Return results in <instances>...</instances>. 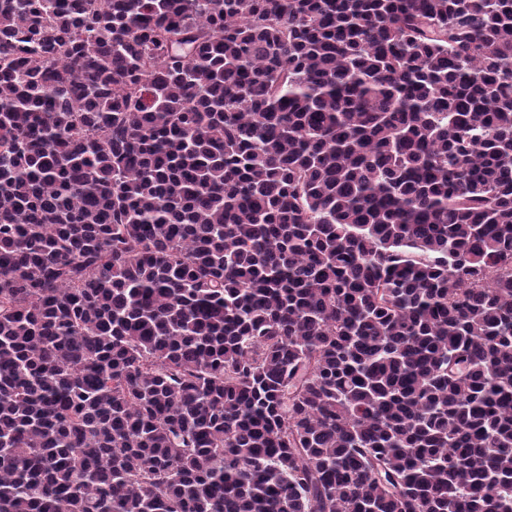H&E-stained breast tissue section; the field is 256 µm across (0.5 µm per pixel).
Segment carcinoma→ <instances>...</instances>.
Returning a JSON list of instances; mask_svg holds the SVG:
<instances>
[{
	"label": "carcinoma",
	"mask_w": 512,
	"mask_h": 512,
	"mask_svg": "<svg viewBox=\"0 0 512 512\" xmlns=\"http://www.w3.org/2000/svg\"><path fill=\"white\" fill-rule=\"evenodd\" d=\"M0 512H512V0H0Z\"/></svg>",
	"instance_id": "cac0c4a2"
}]
</instances>
